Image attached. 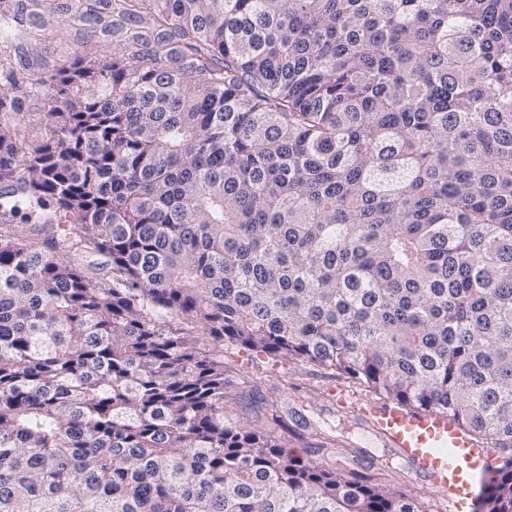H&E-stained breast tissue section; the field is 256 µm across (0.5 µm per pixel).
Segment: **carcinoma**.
<instances>
[{
    "mask_svg": "<svg viewBox=\"0 0 512 512\" xmlns=\"http://www.w3.org/2000/svg\"><path fill=\"white\" fill-rule=\"evenodd\" d=\"M101 5L109 61L0 55V512H417L230 421L226 344L512 450V0ZM27 91L24 87L13 88L4 82L0 83V98H5L7 101L18 99L22 103L21 112L25 115L30 138L40 140L45 135L47 109L42 99L30 96Z\"/></svg>",
    "mask_w": 512,
    "mask_h": 512,
    "instance_id": "1",
    "label": "carcinoma"
}]
</instances>
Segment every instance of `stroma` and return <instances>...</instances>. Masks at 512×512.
Instances as JSON below:
<instances>
[{
  "label": "stroma",
  "mask_w": 512,
  "mask_h": 512,
  "mask_svg": "<svg viewBox=\"0 0 512 512\" xmlns=\"http://www.w3.org/2000/svg\"><path fill=\"white\" fill-rule=\"evenodd\" d=\"M59 2L41 0L38 6L43 19L55 32L52 42L44 45L19 42L20 55H43L55 66L65 64L82 51L99 59L111 57L114 49L111 30L100 27L96 32H87L84 22L59 10ZM224 364L234 376H263L266 386L278 388L282 407L287 410L295 401L305 402L313 418L312 423L308 424L286 413L275 422L270 415L246 402L237 401L230 403L226 409L231 421L257 430L275 431L287 450L295 455L316 457L331 465L345 466L372 482L400 492L413 501L421 512H440L443 503L441 495L426 488L375 440L357 443L354 457L348 460L342 458L339 448H316L314 422L342 423L345 432L351 435L368 430V422L359 408L367 403L379 404L380 399L367 388L354 384L346 376L298 360L273 366L264 363L254 365L248 363L246 351L235 348L225 350Z\"/></svg>",
  "instance_id": "obj_1"
}]
</instances>
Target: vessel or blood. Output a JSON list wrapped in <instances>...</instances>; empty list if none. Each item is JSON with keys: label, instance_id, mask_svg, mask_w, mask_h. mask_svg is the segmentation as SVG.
<instances>
[{"label": "vessel or blood", "instance_id": "b4317fda", "mask_svg": "<svg viewBox=\"0 0 512 512\" xmlns=\"http://www.w3.org/2000/svg\"><path fill=\"white\" fill-rule=\"evenodd\" d=\"M370 429L402 465L446 492L444 512H470L474 480L494 464L492 448L471 440L448 416L398 406L375 410Z\"/></svg>", "mask_w": 512, "mask_h": 512}]
</instances>
